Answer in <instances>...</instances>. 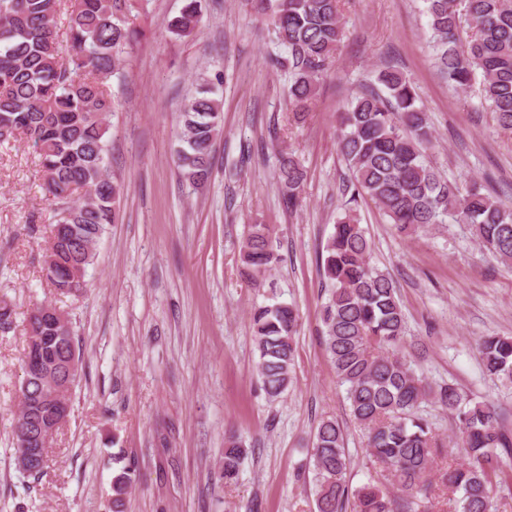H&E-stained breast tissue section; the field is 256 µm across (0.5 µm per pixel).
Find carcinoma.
<instances>
[{"label": "carcinoma", "mask_w": 512, "mask_h": 512, "mask_svg": "<svg viewBox=\"0 0 512 512\" xmlns=\"http://www.w3.org/2000/svg\"><path fill=\"white\" fill-rule=\"evenodd\" d=\"M274 17L277 41L287 56L288 96L297 116L305 115L319 80L336 60L342 42L340 0H259ZM439 71L464 90L480 79L481 92L499 125L512 130V0H424ZM128 0H0V143L23 137L32 142L42 173L40 189L52 206L53 224L45 252L52 263L46 279L55 294L79 297L84 275L106 225L115 222L124 185L108 167L109 127L114 109L112 77L123 76V50L134 42ZM65 16L66 47L57 18ZM203 18L201 0H183L167 22L179 38L191 36ZM468 22L464 36L461 20ZM377 87L356 96L339 113L338 149L351 172L350 196L336 221L321 267L331 286L322 306L326 351L340 384L346 386L351 416L365 432V448L379 469L356 488L347 480L344 430L334 418L316 428L310 460L316 512H419L434 492L431 473L443 443L418 410L432 400L448 411L459 430L456 445L466 462L442 475L452 512H491V491L506 484L504 458L512 457V435L500 426L490 404L465 398L450 383L435 386L410 361L387 349L399 345L404 316L396 287L369 264L371 243L356 216L358 202L371 201L397 232L409 233L453 218L473 226L479 242L512 266V208L472 184L466 190L426 162L432 129L413 84L387 67ZM218 88L204 78L181 113L183 132L174 162L192 187L212 173V146L223 128ZM305 175L290 154L279 160V183L288 207L301 204ZM269 227L253 224L240 249L242 274L256 288L278 262ZM56 305H35L25 334L55 336L40 350L56 363L51 375L34 376L25 407L51 415L56 379L75 383L81 371L73 329L58 325ZM299 316L287 303L258 305L251 328L258 357L255 369L265 393L276 398L288 388ZM486 372L512 384V337L477 341ZM245 442L228 434L221 477L233 483ZM112 479L111 512H124L136 470L125 457Z\"/></svg>", "instance_id": "carcinoma-1"}]
</instances>
